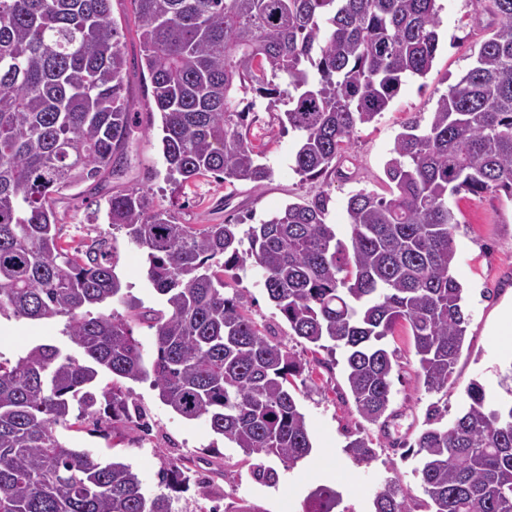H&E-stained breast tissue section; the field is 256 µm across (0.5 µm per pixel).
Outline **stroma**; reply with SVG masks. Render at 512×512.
Listing matches in <instances>:
<instances>
[{
  "instance_id": "obj_1",
  "label": "stroma",
  "mask_w": 512,
  "mask_h": 512,
  "mask_svg": "<svg viewBox=\"0 0 512 512\" xmlns=\"http://www.w3.org/2000/svg\"><path fill=\"white\" fill-rule=\"evenodd\" d=\"M439 5V49L432 69L425 78L406 80L377 121L355 134L345 163L355 173L352 180L331 175L309 181L297 175L293 167L298 136L281 133L277 113L266 111L260 99L249 138L273 169L271 180L262 187L227 185L211 177L175 185L166 179L159 128L142 129L131 139L127 161L118 174L86 182L79 193H67L58 202L62 243L75 249L98 236H109L118 255L116 271L128 292L144 305L157 308L161 301L145 277L143 250L129 241L124 230L112 228L107 221V201L113 194L144 189L150 208L169 211L178 223L202 229L249 212L264 219L285 204L309 201L323 193L329 198L328 223L335 225L337 239L349 242L348 197L361 189L388 195L385 164L403 123L413 118L428 123L439 97L473 65L481 42L489 36L488 28L475 19V0H439ZM112 17L128 60L127 96L142 112L151 87L139 68L141 48L130 0H112ZM453 203L458 226L452 274L464 289L470 325L448 392L425 391L410 329L401 326L387 342L398 360L390 407L379 423H367L357 414L347 389L342 349L317 350L292 336L286 319L267 296L260 271L248 262L226 273L224 294L243 293L248 316L302 365L294 386L313 444L307 458L290 468L278 467L277 484L261 483L252 474L250 459L214 434L206 419L180 417L160 400L150 382L128 379L121 385L131 390L146 412L149 432L133 425L125 437L113 438L103 426L88 421L80 429L61 430L62 439L102 459L115 456L131 465L151 495L166 492L161 476L170 465L187 466L194 482L186 491L171 495L172 512H209L215 504L222 512H232L244 500L265 512H302L305 496L318 484L336 488L344 504L354 506L356 512H372L376 492L393 477L412 495L421 496L415 474L418 462L415 457H403L402 450L424 429L430 405L443 410L444 421H452L465 404L466 387L475 380L490 396H503L500 374L512 363V347L505 345L502 336V314L512 308V197L501 192L462 193ZM64 328L61 319L42 323L2 317L0 355L13 358L43 341L68 345ZM358 434L371 439L376 450L375 458L366 464L355 462L344 451L350 436Z\"/></svg>"
}]
</instances>
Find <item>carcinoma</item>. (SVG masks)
I'll return each mask as SVG.
<instances>
[{"label":"carcinoma","mask_w":512,"mask_h":512,"mask_svg":"<svg viewBox=\"0 0 512 512\" xmlns=\"http://www.w3.org/2000/svg\"><path fill=\"white\" fill-rule=\"evenodd\" d=\"M141 69L161 118L167 177L180 185L212 174L259 187L272 169L249 140L256 99L288 109L299 134L294 171L307 180L350 172L342 161L356 130L388 107L404 79L424 78L439 48L436 0H131ZM491 36L475 63L437 101L429 124L402 126L386 163L390 197H348L350 245L326 221L329 198L288 203L239 236V225L197 230L143 191L108 199V223L145 251L160 308L126 302L117 256L103 235L84 249L59 243L58 199L105 172L121 171L141 113L126 99L127 61L112 0H0V316L51 322L83 359L49 343L0 355V512H171L170 496L145 493L117 460L72 448L57 433L85 421L149 426L128 390L105 375L152 379L181 417H204L245 456L290 467L308 457L305 415L289 388L300 364L263 334L244 295H224L226 272L252 261L293 335L344 350L358 415L375 424L392 398L397 359L386 339L410 327L428 392L448 391L468 314L453 277L450 197L512 196V0H477ZM287 87H281V81ZM249 247L241 249L243 239ZM154 330L155 351L132 324ZM489 398L471 382L447 426L436 405L416 450L426 500L396 479L374 512H512V387ZM345 452L369 462L364 436ZM189 469L163 472L167 489ZM341 494L318 485L303 512H337Z\"/></svg>","instance_id":"obj_1"}]
</instances>
